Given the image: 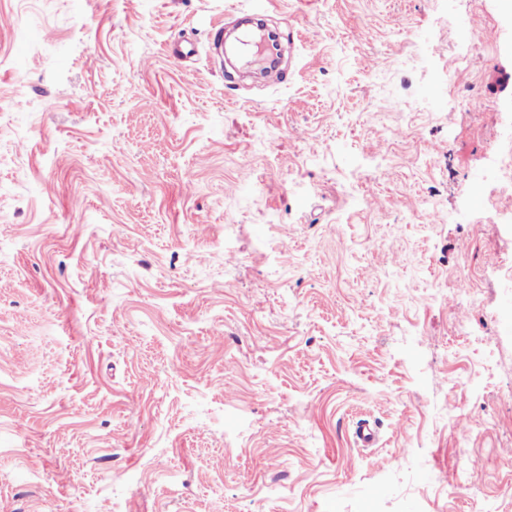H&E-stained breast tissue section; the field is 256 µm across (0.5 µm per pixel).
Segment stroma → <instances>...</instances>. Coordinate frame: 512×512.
Returning <instances> with one entry per match:
<instances>
[{
    "mask_svg": "<svg viewBox=\"0 0 512 512\" xmlns=\"http://www.w3.org/2000/svg\"><path fill=\"white\" fill-rule=\"evenodd\" d=\"M499 161L512 0H0V512H512Z\"/></svg>",
    "mask_w": 512,
    "mask_h": 512,
    "instance_id": "obj_1",
    "label": "stroma"
}]
</instances>
